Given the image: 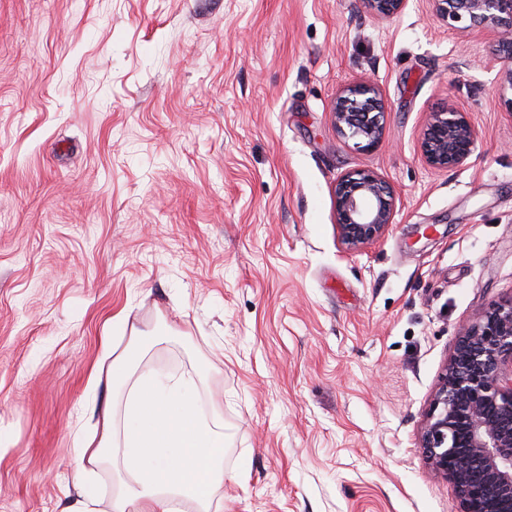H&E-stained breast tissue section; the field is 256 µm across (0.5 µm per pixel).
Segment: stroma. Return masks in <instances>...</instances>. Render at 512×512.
<instances>
[{
	"label": "stroma",
	"instance_id": "stroma-1",
	"mask_svg": "<svg viewBox=\"0 0 512 512\" xmlns=\"http://www.w3.org/2000/svg\"><path fill=\"white\" fill-rule=\"evenodd\" d=\"M502 66L430 0H0V512L77 503L121 313L188 335L141 371L222 404L219 512H451L420 429L460 326L512 301ZM364 77L372 150L329 114ZM450 96L477 149L446 171L420 134ZM363 169L397 208L351 252L333 187ZM409 0H363L367 12L381 19L390 20L401 15Z\"/></svg>",
	"mask_w": 512,
	"mask_h": 512
}]
</instances>
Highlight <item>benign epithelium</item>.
<instances>
[{
	"instance_id": "1",
	"label": "benign epithelium",
	"mask_w": 512,
	"mask_h": 512,
	"mask_svg": "<svg viewBox=\"0 0 512 512\" xmlns=\"http://www.w3.org/2000/svg\"><path fill=\"white\" fill-rule=\"evenodd\" d=\"M409 0H362L367 12L390 20ZM436 18L465 36L481 34L497 48L504 66L498 98L512 113V0H431ZM330 116L336 132L363 150L385 134L384 105L377 84L355 81L339 91ZM477 135L453 98L428 113L421 150L437 169L464 166ZM337 237L357 251L380 239L393 224L396 198L373 171L336 177ZM425 462L455 486L454 512H512V301L496 304L461 326L453 354L430 400L421 432Z\"/></svg>"
}]
</instances>
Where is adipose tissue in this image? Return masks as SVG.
I'll return each mask as SVG.
<instances>
[{
	"label": "adipose tissue",
	"mask_w": 512,
	"mask_h": 512,
	"mask_svg": "<svg viewBox=\"0 0 512 512\" xmlns=\"http://www.w3.org/2000/svg\"><path fill=\"white\" fill-rule=\"evenodd\" d=\"M164 332L131 329L130 343L104 373L106 387L121 385L120 400L96 409L97 431L77 453L73 475L81 497L88 466L111 464L120 490L112 512H210L224 484V414L219 404L202 413L193 379L159 383L137 373L133 359L167 341Z\"/></svg>",
	"instance_id": "obj_1"
}]
</instances>
